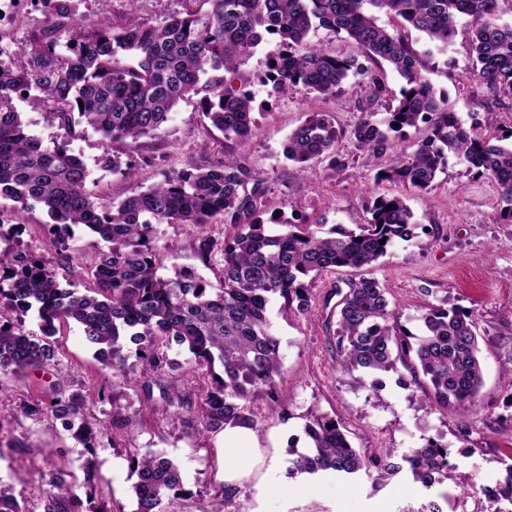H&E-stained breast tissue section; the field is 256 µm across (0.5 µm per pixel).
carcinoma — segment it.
Instances as JSON below:
<instances>
[{
    "label": "carcinoma",
    "mask_w": 512,
    "mask_h": 512,
    "mask_svg": "<svg viewBox=\"0 0 512 512\" xmlns=\"http://www.w3.org/2000/svg\"><path fill=\"white\" fill-rule=\"evenodd\" d=\"M188 7L147 25L133 17L116 31L91 26L59 0L55 15L30 40V48L0 67V198L27 209L41 205L51 219V246L68 250L72 228L84 226L106 243L88 270L93 287L64 288L42 257L19 247L0 250V371L41 370L56 358V324H79L96 346V357L114 371L124 368L125 349L136 345L144 372L169 365L164 347L175 342L190 354L188 371H207L211 383L195 406L202 427L254 429L250 396L263 392L280 405L275 377L281 372L280 342L272 332L268 307L280 301L282 314L309 310L318 275L336 268L370 269L397 239L410 241L417 225L405 200L377 195L370 219L354 230L340 227L323 236L306 221L293 224L261 219L266 187L249 184L231 155L215 163L192 164L163 182L117 205H100L85 189L87 166L63 142L49 146L31 134L17 111L18 98L53 102L51 125L71 135L90 127L116 141L149 136L167 122L186 95H201L202 115L229 144L253 137L254 97L227 75L263 40L271 49L264 82L270 94L301 87L321 96L336 93L358 77L368 102L393 96L384 119L362 110L348 131L323 112H311L288 136L283 156L300 172L308 163L330 159L341 165L336 142L349 137L374 153L390 148L398 134L427 125V136L397 166L377 173L379 183L399 181L423 191L444 170L448 155L469 170L493 179L500 191V219L512 223V129L497 128L494 113L473 112L463 122L448 99L423 74L410 31L443 46L457 23L469 20L472 69L489 91L512 95V26L497 22L499 0H186ZM383 13L398 25L378 23ZM319 29L343 34L374 66L337 57L312 41ZM401 79L392 95L386 70ZM393 209H388V206ZM234 228L232 237L201 236L196 252L206 262L219 257L221 274L213 286L193 270L173 277L158 273L153 244L160 224H208L217 216ZM385 243H380V240ZM337 307L336 364L359 369L378 385L377 375L410 373L411 383L440 409L468 413L483 385L478 319L475 311L446 303L420 308L417 331L401 323L384 288L372 276L348 282ZM36 314L42 335L26 332L22 317ZM220 364L223 373L214 372ZM26 415L51 412L84 447L92 448L95 424L72 396L56 402L23 404ZM307 450L289 460L288 477L334 473L362 475L376 485L405 471L431 489L448 475L447 445L428 438L421 448L393 459L370 458L352 446L341 422L312 413L304 425ZM138 481L134 512H163V502L183 491L180 469L163 453H136ZM43 512H83L76 482L49 472ZM0 512H22L8 486L0 484Z\"/></svg>",
    "instance_id": "cac0c4a2"
}]
</instances>
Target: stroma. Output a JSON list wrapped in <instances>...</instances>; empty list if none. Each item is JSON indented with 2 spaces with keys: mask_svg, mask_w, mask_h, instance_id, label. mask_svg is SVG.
I'll return each mask as SVG.
<instances>
[{
  "mask_svg": "<svg viewBox=\"0 0 512 512\" xmlns=\"http://www.w3.org/2000/svg\"><path fill=\"white\" fill-rule=\"evenodd\" d=\"M77 14L87 22L107 21L125 26L130 17L154 25L183 11V0H73ZM49 9L40 0H28L14 27L0 32V50L16 55L29 47L33 33L46 25ZM415 50L423 60L425 76L436 91L447 95L454 112L468 119L475 78L471 71L469 24L460 21L447 47H438L412 33ZM268 45H260L241 66L238 76L254 96L257 127L245 146L226 148L223 134L201 113L199 96H186L154 135L112 141L93 129L63 138L49 127L45 114L50 104L22 102L18 110L29 131L45 142L66 141L72 153L89 169L86 189L101 203H117L163 181L165 175L190 163H213L232 150L248 180L265 181L268 193L262 219L295 213L308 223L347 229L366 223L372 198L365 184L375 174L411 154L425 135L408 130L393 149L372 153L344 138L337 150L347 165L331 168L315 162L300 173L285 160L282 149L289 133L311 112L332 116L337 126L352 127L359 119L364 94L355 81H346L336 94L315 96L302 88L270 95L264 83ZM135 165L133 177L112 172L100 162L104 154ZM379 193L404 198L420 229L411 241H395L373 268L392 308L416 327L420 305L449 302L474 309L485 336L481 342L484 384L472 414L443 412L425 399L417 387L397 382L385 373V384L371 388L361 382L362 371L336 366L333 315L337 292L355 276L336 268L319 275L307 313L290 318L271 312L273 330L280 340L282 372L276 390L282 402L270 409L265 396L252 400L258 425L248 433L257 450V462L237 484L238 492L224 499L222 512H407L429 499L458 494L461 475L477 485L495 487L505 476L504 461L512 456V224L498 223L500 195L489 177L468 172L465 164L449 157L443 173L429 190L420 192L400 182H383ZM0 221L15 225L13 243L48 259L60 282L91 287L87 270L105 247L96 235L77 227L68 242L69 253L52 249L46 233L48 217L41 207L16 211L14 202L0 199ZM233 233L223 218L208 224L158 225L154 245L160 274L171 277L180 270H195L209 283L220 275L219 260L204 263L195 251L198 237L224 239ZM55 365L19 376L0 372V483L10 486L26 512H40L42 476L59 469L75 476L83 501L107 502L116 512H134L133 486L137 474L133 452L157 448L176 463L184 492L166 499L165 512H199L214 489L223 483L224 435L206 433L190 414H176L165 398L170 383L199 395L198 374L184 373L190 355L172 344L168 358L179 363L176 371L153 374L152 395L142 390L143 365L136 356L126 360V372L113 376L94 357L95 349L75 323L59 327L55 336ZM85 396L86 416L102 434L93 448L78 442L52 415L29 417L21 404L50 400L52 395ZM129 417L128 425H112L113 411ZM330 414L347 431L351 442L366 456L386 451L402 455L422 447L426 438L441 437L448 447V476L424 490L411 476L401 474L380 487L364 477L345 480L332 474L288 478L292 453L303 451V427L312 411ZM467 438H460V428Z\"/></svg>",
  "mask_w": 512,
  "mask_h": 512,
  "instance_id": "1",
  "label": "stroma"
}]
</instances>
